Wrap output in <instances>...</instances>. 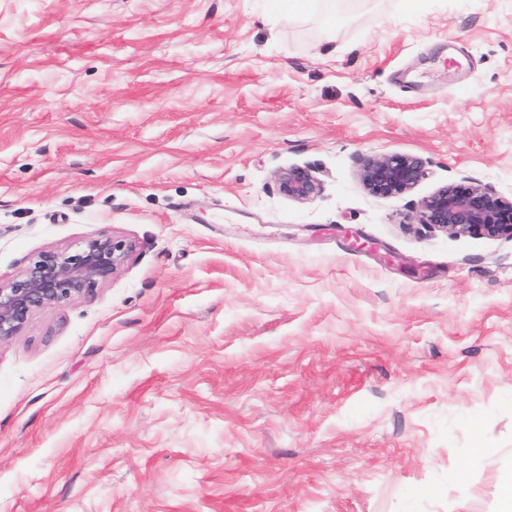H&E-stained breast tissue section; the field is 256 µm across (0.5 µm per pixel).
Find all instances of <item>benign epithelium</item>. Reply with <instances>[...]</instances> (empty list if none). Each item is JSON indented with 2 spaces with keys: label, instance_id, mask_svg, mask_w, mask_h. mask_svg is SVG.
Returning a JSON list of instances; mask_svg holds the SVG:
<instances>
[{
  "label": "benign epithelium",
  "instance_id": "1",
  "mask_svg": "<svg viewBox=\"0 0 512 512\" xmlns=\"http://www.w3.org/2000/svg\"><path fill=\"white\" fill-rule=\"evenodd\" d=\"M425 162L414 155H374L359 170L365 189L388 198L412 191L425 177ZM278 188L290 200L306 203L321 190L308 166L278 173ZM419 223L452 237L477 234L512 239V198L476 182L451 183L420 203ZM134 251L130 242L92 239L77 250H44L7 283L0 282V342L27 325L38 311L89 297L109 282Z\"/></svg>",
  "mask_w": 512,
  "mask_h": 512
}]
</instances>
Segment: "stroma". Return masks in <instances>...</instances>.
Wrapping results in <instances>:
<instances>
[{
	"instance_id": "35a3bbf8",
	"label": "stroma",
	"mask_w": 512,
	"mask_h": 512,
	"mask_svg": "<svg viewBox=\"0 0 512 512\" xmlns=\"http://www.w3.org/2000/svg\"><path fill=\"white\" fill-rule=\"evenodd\" d=\"M288 3L0 0V282L135 245L0 342V512H497L512 239L416 215L512 194V0ZM424 161L414 155H374L365 158L359 170L365 189L388 198L412 191L425 177ZM278 188L290 200L306 203L313 200L321 190V181L308 166H291L278 173ZM419 223L452 237L477 234L512 239V197L476 182L451 183L420 203Z\"/></svg>"
}]
</instances>
